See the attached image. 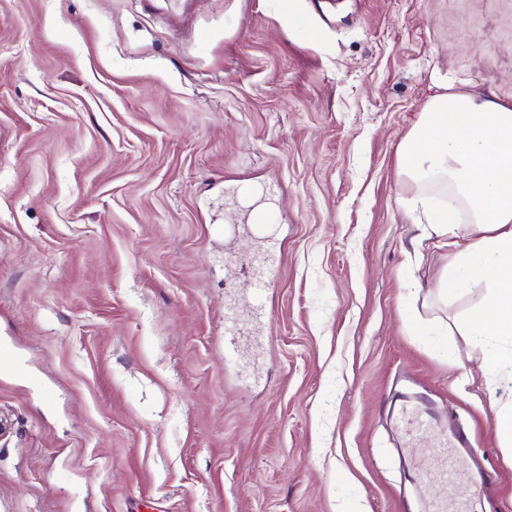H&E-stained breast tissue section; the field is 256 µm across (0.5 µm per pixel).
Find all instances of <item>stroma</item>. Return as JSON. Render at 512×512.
I'll use <instances>...</instances> for the list:
<instances>
[{
  "instance_id": "obj_1",
  "label": "stroma",
  "mask_w": 512,
  "mask_h": 512,
  "mask_svg": "<svg viewBox=\"0 0 512 512\" xmlns=\"http://www.w3.org/2000/svg\"><path fill=\"white\" fill-rule=\"evenodd\" d=\"M171 10L0 0V512H432L478 459L472 512H512V378L448 330L483 290L439 300L397 169L443 82L512 103V0ZM250 191L259 303L217 231ZM269 265L268 249L258 250L251 258L250 267L251 277L253 281V288L261 293L264 290V281L266 277L267 268ZM430 467L439 482L448 483V480L455 481L458 478L457 468L448 460L445 448L434 449L430 458Z\"/></svg>"
}]
</instances>
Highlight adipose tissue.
<instances>
[{
  "instance_id": "obj_1",
  "label": "adipose tissue",
  "mask_w": 512,
  "mask_h": 512,
  "mask_svg": "<svg viewBox=\"0 0 512 512\" xmlns=\"http://www.w3.org/2000/svg\"><path fill=\"white\" fill-rule=\"evenodd\" d=\"M407 181L403 208L421 213L424 233L447 247L437 286L448 303L478 284L462 336H482L481 368L512 374V103L445 91L434 95L398 153Z\"/></svg>"
}]
</instances>
